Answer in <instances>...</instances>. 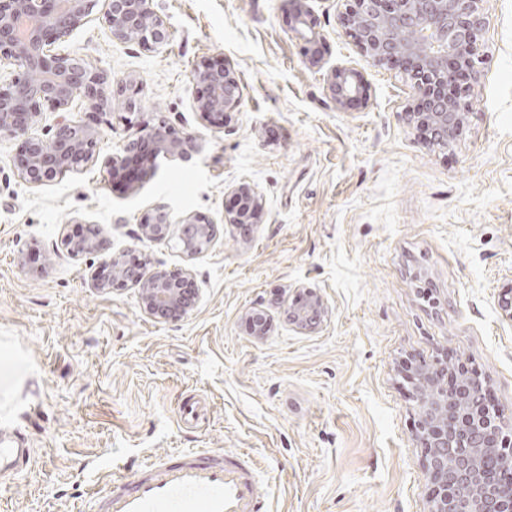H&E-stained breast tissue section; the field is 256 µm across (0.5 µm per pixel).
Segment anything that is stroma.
<instances>
[{
	"mask_svg": "<svg viewBox=\"0 0 512 512\" xmlns=\"http://www.w3.org/2000/svg\"><path fill=\"white\" fill-rule=\"evenodd\" d=\"M306 5L310 41L295 0H155L170 39L151 51L89 23L68 51L129 84L103 112L73 102L102 134L100 161L30 188L13 164L21 140L0 139V345L16 354L0 361V429L33 450L0 485V512H78L113 460L193 448L248 452L274 512H429L405 360L476 369L512 424V317L498 303L512 289V0L479 2L475 105L445 150L410 122L405 74L345 33L350 0ZM205 60L231 64L242 90L210 123L190 82ZM335 66L362 76V100L336 105ZM158 117L200 152L115 188L103 157ZM242 183L262 207L245 228L224 220ZM159 204L176 222L210 217L213 245L189 260L142 239ZM78 220L108 250L70 255L61 239ZM114 251L191 270L197 306L160 322L137 288L99 293L92 277ZM309 290L326 313L305 330L285 310ZM257 310L267 335L247 328Z\"/></svg>",
	"mask_w": 512,
	"mask_h": 512,
	"instance_id": "stroma-1",
	"label": "stroma"
}]
</instances>
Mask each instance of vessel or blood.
<instances>
[{
	"instance_id": "obj_1",
	"label": "vessel or blood",
	"mask_w": 512,
	"mask_h": 512,
	"mask_svg": "<svg viewBox=\"0 0 512 512\" xmlns=\"http://www.w3.org/2000/svg\"><path fill=\"white\" fill-rule=\"evenodd\" d=\"M30 459V449L0 439L1 474L21 473ZM269 493L247 452L204 448L114 467L88 504L89 512H269Z\"/></svg>"
}]
</instances>
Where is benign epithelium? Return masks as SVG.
<instances>
[{
	"instance_id": "obj_1",
	"label": "benign epithelium",
	"mask_w": 512,
	"mask_h": 512,
	"mask_svg": "<svg viewBox=\"0 0 512 512\" xmlns=\"http://www.w3.org/2000/svg\"><path fill=\"white\" fill-rule=\"evenodd\" d=\"M98 14H93L97 2ZM480 0H354V9L344 13L342 25L357 35L362 50L381 64L398 66L412 81L421 103L409 113L410 120L429 125L431 142L443 149L463 129L458 105L469 111L467 92L476 76L477 51L483 32ZM107 29L112 39L151 49L168 41L164 18L154 0H0V138H21L16 158L18 178L28 187H40L80 170L98 157L100 132L64 116L75 96L85 98L100 111L112 95V73L92 68L59 47L91 21ZM361 77L349 68L338 70L329 86L336 103L344 105L359 92ZM191 83L203 89L194 109L206 120L240 106L237 73L227 65L201 64L191 74ZM60 112L49 140L32 133L42 111ZM147 141L154 155L181 159L198 150L190 134L178 135L160 119L145 126L143 134L127 141L123 153ZM236 193L247 200L245 209L228 218L230 224H256L261 203L243 184ZM172 219L164 206L155 207L142 219V235L152 242L170 236ZM215 238L214 223L202 215L181 221L178 239L181 252L194 258L205 252ZM101 235H88L81 242H68L72 256L106 249ZM163 270L149 268V258L137 266L125 264V254H112L109 276L93 282L104 294L128 285L139 288L146 314L163 322L187 315L196 302H189L181 282ZM325 315L320 295L310 292L295 307V323L319 324ZM416 377L423 385L420 397V441L433 491L430 512H512V477L505 480L486 472L483 460L499 452L512 457V431L488 408L487 389L469 378L464 365H457L455 391L440 387L424 368Z\"/></svg>"
}]
</instances>
